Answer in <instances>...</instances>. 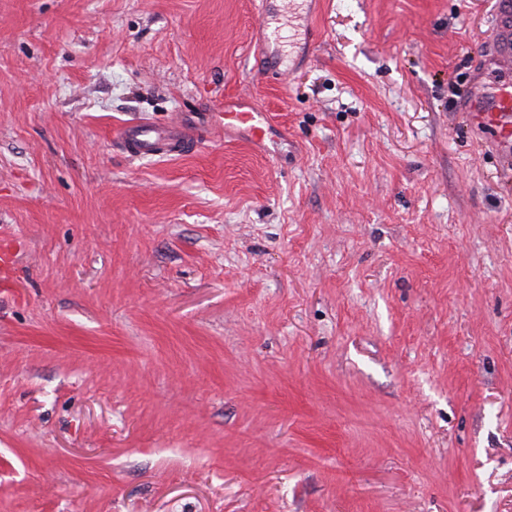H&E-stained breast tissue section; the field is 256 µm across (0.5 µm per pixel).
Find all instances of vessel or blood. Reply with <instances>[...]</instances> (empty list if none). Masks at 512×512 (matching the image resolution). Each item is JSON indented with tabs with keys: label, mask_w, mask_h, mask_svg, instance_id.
I'll list each match as a JSON object with an SVG mask.
<instances>
[{
	"label": "vessel or blood",
	"mask_w": 512,
	"mask_h": 512,
	"mask_svg": "<svg viewBox=\"0 0 512 512\" xmlns=\"http://www.w3.org/2000/svg\"><path fill=\"white\" fill-rule=\"evenodd\" d=\"M491 44L484 64L500 73L495 82L478 78L463 102L464 111L479 124L494 146L502 169L512 171V0H497ZM230 122L251 123L252 135L262 139L268 122L260 112H225ZM198 131L184 120L165 126L139 121L115 129L112 143L132 158L173 156L186 153Z\"/></svg>",
	"instance_id": "vessel-or-blood-1"
}]
</instances>
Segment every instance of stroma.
I'll return each mask as SVG.
<instances>
[{
    "label": "stroma",
    "instance_id": "stroma-1",
    "mask_svg": "<svg viewBox=\"0 0 512 512\" xmlns=\"http://www.w3.org/2000/svg\"><path fill=\"white\" fill-rule=\"evenodd\" d=\"M496 6L0 0V512H512ZM491 44L485 54L484 66L477 81L465 97L462 111L481 126L495 147L500 166L512 171V2L497 0ZM486 67L507 78L488 82ZM224 119L229 122H253L252 135L256 140H262L264 136V127L268 124L266 115L262 112H234L225 111ZM199 129L181 118L165 126L138 121L115 129L112 143L132 158L181 155L189 150Z\"/></svg>",
    "mask_w": 512,
    "mask_h": 512
}]
</instances>
